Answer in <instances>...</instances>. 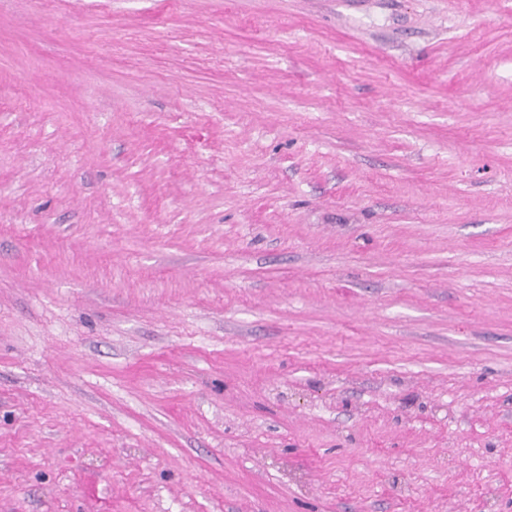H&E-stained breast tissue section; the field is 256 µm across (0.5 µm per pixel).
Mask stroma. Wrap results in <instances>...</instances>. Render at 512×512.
Wrapping results in <instances>:
<instances>
[{"instance_id": "obj_1", "label": "stroma", "mask_w": 512, "mask_h": 512, "mask_svg": "<svg viewBox=\"0 0 512 512\" xmlns=\"http://www.w3.org/2000/svg\"><path fill=\"white\" fill-rule=\"evenodd\" d=\"M0 512H512V0H0Z\"/></svg>"}]
</instances>
